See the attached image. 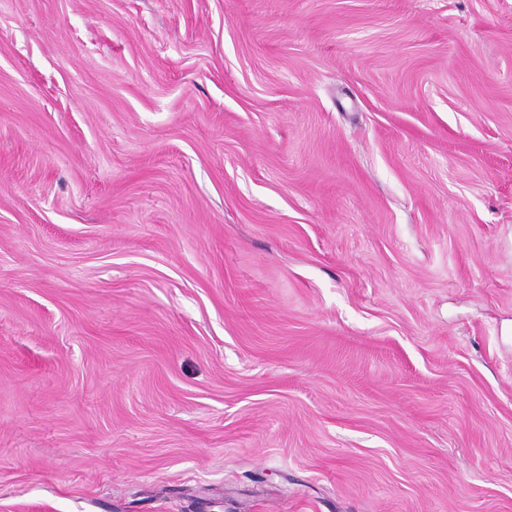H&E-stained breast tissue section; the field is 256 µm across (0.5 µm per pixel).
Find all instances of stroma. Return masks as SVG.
I'll list each match as a JSON object with an SVG mask.
<instances>
[{
	"label": "stroma",
	"mask_w": 512,
	"mask_h": 512,
	"mask_svg": "<svg viewBox=\"0 0 512 512\" xmlns=\"http://www.w3.org/2000/svg\"><path fill=\"white\" fill-rule=\"evenodd\" d=\"M0 512H512V0H0Z\"/></svg>",
	"instance_id": "35a3bbf8"
}]
</instances>
